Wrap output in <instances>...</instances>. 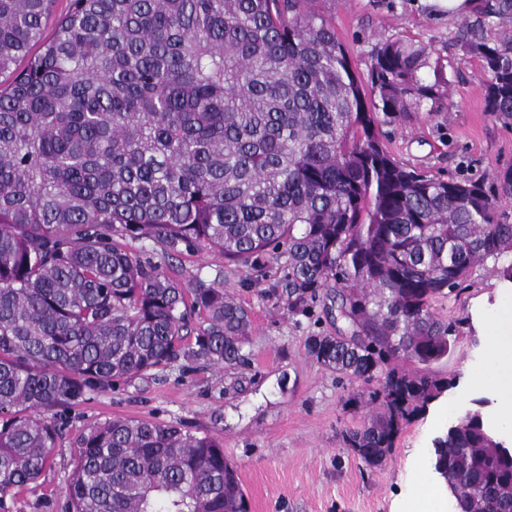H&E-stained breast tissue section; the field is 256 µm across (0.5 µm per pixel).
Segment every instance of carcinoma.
<instances>
[{"label": "carcinoma", "instance_id": "obj_1", "mask_svg": "<svg viewBox=\"0 0 512 512\" xmlns=\"http://www.w3.org/2000/svg\"><path fill=\"white\" fill-rule=\"evenodd\" d=\"M0 0V512L38 483L74 407L169 370L248 361L250 312L220 280L186 284L128 245L211 250L244 267L284 259L291 314L325 297L342 327L308 353L376 383L342 435L387 462L404 424L448 390L407 372L448 354L435 304L489 260L512 284V170L443 179L408 167L381 131L448 94L434 49L388 40L355 72L317 0ZM512 0H479L465 51L487 109L512 122ZM34 55H29L31 49ZM28 59L24 67L19 61ZM432 71L434 80L423 74ZM466 412L433 439L454 512H512V462ZM67 512H246L224 446L152 420L77 439Z\"/></svg>", "mask_w": 512, "mask_h": 512}]
</instances>
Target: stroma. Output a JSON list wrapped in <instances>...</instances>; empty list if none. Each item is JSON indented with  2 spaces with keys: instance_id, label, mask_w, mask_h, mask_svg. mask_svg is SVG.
I'll list each match as a JSON object with an SVG mask.
<instances>
[{
  "instance_id": "35a3bbf8",
  "label": "stroma",
  "mask_w": 512,
  "mask_h": 512,
  "mask_svg": "<svg viewBox=\"0 0 512 512\" xmlns=\"http://www.w3.org/2000/svg\"><path fill=\"white\" fill-rule=\"evenodd\" d=\"M349 50L361 80L382 42L431 43L444 65L450 95L431 109L387 127L389 148L402 163L440 177L471 178L512 169V126L485 108L486 76L467 54L459 34L465 18L438 14L420 0H319ZM168 271L177 279L222 278L224 291L248 308L252 329L247 365L172 370L163 379H138L94 394L77 406L52 450V466L38 485L6 502L8 512H64L76 440L90 424L112 418L151 419L216 437L237 467L249 512H425L421 484H435L432 441L449 423L440 404L409 422L392 457L370 467L345 448L344 432L360 427L367 407L349 406L361 382L336 375L307 352L306 340L335 332L323 304L310 314L288 313L268 292L282 275L280 261L264 258L248 269L207 252L172 253ZM500 277L493 262L474 267L464 290L438 303L457 322V337L431 373L451 380L446 393L457 413L485 399L484 416L496 425V396L468 373L486 361L487 343L475 322L494 309Z\"/></svg>"
}]
</instances>
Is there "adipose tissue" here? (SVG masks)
<instances>
[{
	"instance_id": "adipose-tissue-1",
	"label": "adipose tissue",
	"mask_w": 512,
	"mask_h": 512,
	"mask_svg": "<svg viewBox=\"0 0 512 512\" xmlns=\"http://www.w3.org/2000/svg\"><path fill=\"white\" fill-rule=\"evenodd\" d=\"M483 333L489 348L485 370L479 381L494 386L499 403V423L512 431V294L496 315L487 320Z\"/></svg>"
}]
</instances>
